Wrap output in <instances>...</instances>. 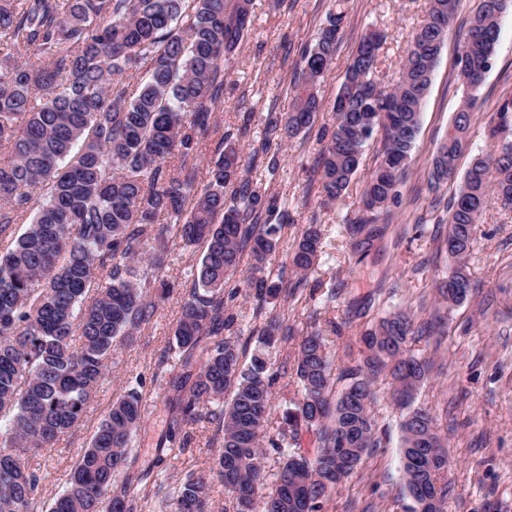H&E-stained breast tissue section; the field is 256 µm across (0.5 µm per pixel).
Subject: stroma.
Here are the masks:
<instances>
[{
  "label": "stroma",
  "instance_id": "1",
  "mask_svg": "<svg viewBox=\"0 0 512 512\" xmlns=\"http://www.w3.org/2000/svg\"><path fill=\"white\" fill-rule=\"evenodd\" d=\"M339 4L347 13L345 35L337 47L333 69L320 89L326 108L319 112L314 129L281 149L279 168L269 172V157L261 151L266 117L288 110L290 86L301 69L300 52L314 45L328 12ZM424 7L425 0H254L249 30L225 70L224 92L212 111L201 159L206 162L214 156L221 135L227 132L240 136L245 151L255 152L248 176L277 199L283 217L279 253L289 251L304 225H322L324 253L314 275L334 281L345 298L334 311L340 330L329 338L335 357L359 353L369 317L392 307L406 308L419 324L444 318V335L420 339L413 350L433 362L417 401L436 411L440 429L448 438L451 469L446 510L512 512V212L489 206L469 261L476 292L452 310L438 303L435 290L437 279L447 273L450 262L447 254L437 249L435 224L424 218L432 199L449 200L459 188L458 182L452 181L432 191L427 183L433 155L448 133L463 94L455 66L460 47L457 30H450L441 50L409 175L399 188V202L384 219L383 237L374 241L364 260L351 253L343 224L361 206L378 139H371L361 167L341 200L322 202L314 172L321 150L319 129L333 122L328 105L338 92L359 36L369 27L386 32L378 78L391 82ZM505 95H512V10L501 23L493 66L481 90L484 103L472 126L469 147L458 162L459 170H466L472 158L484 150V124ZM169 250L164 276L175 287L172 297L159 305L133 343L114 352L109 382L93 398L75 431L54 448L29 455V465L40 477L35 512H47L62 490L65 473L88 447L109 405L135 385L141 388L146 418L135 439L134 452L139 463L153 459L166 419L164 381L156 364L173 346L180 299L192 286L204 247L173 244ZM416 260L427 263L424 273L417 276L410 272ZM353 298L371 300L368 317L348 316L345 302ZM377 388L374 413L388 441L364 457L358 475L324 501L321 512H412L414 508L401 465V412L385 380H378Z\"/></svg>",
  "mask_w": 512,
  "mask_h": 512
}]
</instances>
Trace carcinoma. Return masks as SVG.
Masks as SVG:
<instances>
[{"mask_svg":"<svg viewBox=\"0 0 512 512\" xmlns=\"http://www.w3.org/2000/svg\"><path fill=\"white\" fill-rule=\"evenodd\" d=\"M512 0H477L460 27L468 72L463 96L428 171L430 189L457 174L468 147L479 94L490 71L502 17ZM460 0H426L397 78H376L387 36L364 33L349 57L345 79L320 131L319 195L340 200L374 134L381 135L362 208L344 232L360 256L384 232L383 216L420 131L422 108ZM253 0H0V512H34L39 477L26 466L32 449L51 448L72 433L103 388L117 347L131 342L157 311L149 295L168 261L165 234L184 246L205 245L193 288L182 299L176 351L158 369L165 381L168 422L157 459L138 464L131 443L145 421L141 392L112 402L90 444L66 475L49 512H209L211 481L231 496L234 512H319L351 480L364 456L380 448L373 407L375 384L390 375V395L405 411L403 478L411 498H435L445 512L451 463L432 408L415 403L428 364L412 345L435 333L393 309L361 336L365 356L337 367L328 349L336 321L315 316L296 338L272 314L247 336H226L230 303L239 288L230 277L247 267L244 285L262 302L295 297L323 252L322 229L306 225L288 254L298 275L269 279L280 224L270 223L276 199L245 177L254 156L221 138L224 149L201 173L197 158L211 108L224 90V62L247 32ZM346 14H329L304 68L291 85V111L266 119L264 148L288 144L314 125L323 108L317 88L335 62ZM36 57L40 66L28 63ZM136 87L124 76L137 67ZM512 96L500 98L485 124L486 149L474 156L458 193L435 198V223L447 225L442 244L452 260L438 284L453 309L474 288L469 260L477 226L490 204L512 211ZM178 164H171V160ZM46 191L17 239L12 227ZM170 227H156L160 215ZM324 307L339 302L336 287L313 281ZM298 340L294 357L273 360L272 349ZM292 374L299 398L276 403L274 385ZM279 417L277 438H266ZM212 425L218 453L209 466L189 469L175 486L155 468L184 456L201 420ZM316 434L311 454L297 448L300 430ZM283 457L275 491L262 495L267 448Z\"/></svg>","mask_w":512,"mask_h":512,"instance_id":"obj_1","label":"carcinoma"}]
</instances>
